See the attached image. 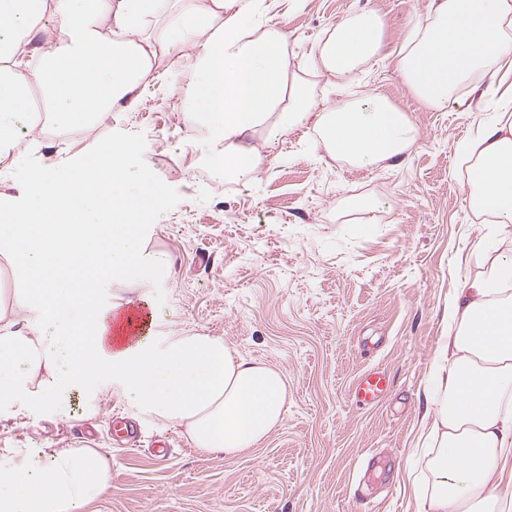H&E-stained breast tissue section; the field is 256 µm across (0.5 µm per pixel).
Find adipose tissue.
<instances>
[{
	"label": "adipose tissue",
	"instance_id": "obj_1",
	"mask_svg": "<svg viewBox=\"0 0 512 512\" xmlns=\"http://www.w3.org/2000/svg\"><path fill=\"white\" fill-rule=\"evenodd\" d=\"M252 2L0 0V161L28 169L25 200L0 202V258L21 282L0 289V423L45 412L91 421L116 385L133 410L228 459L281 426L280 371L219 336L128 335L127 303L101 305L116 278L170 266L148 250L143 224L167 220L156 176L116 143L63 180L52 179L49 155L19 148L37 103L56 128H84L134 105L163 61L189 55L192 76L177 89L192 116L184 143L225 181L250 187L256 140L304 127L356 167L400 161L417 138L407 115L380 96L319 110L289 75L282 24H256ZM383 28L372 11L337 23L313 51V70L341 78L371 62ZM397 64L420 100L447 109L462 87L512 71V0H431ZM463 153L470 209L512 230V85ZM27 310L41 321L24 319ZM444 318L423 389L416 512H512V491L492 482L512 464V254L458 289ZM111 482L104 449L66 444L40 461L14 448L0 467V512H83Z\"/></svg>",
	"mask_w": 512,
	"mask_h": 512
}]
</instances>
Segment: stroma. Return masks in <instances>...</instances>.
<instances>
[{
    "mask_svg": "<svg viewBox=\"0 0 512 512\" xmlns=\"http://www.w3.org/2000/svg\"><path fill=\"white\" fill-rule=\"evenodd\" d=\"M430 0H264L283 23L293 72L320 109L383 96L406 113L418 135L398 166L357 169L328 151L317 131L263 148L251 189L213 183L204 158L182 145L189 127L177 94L191 62L164 63L132 108H116L90 129L39 139L58 161L56 176L111 142L130 147L132 164L161 182L168 220L148 228V249L171 257L168 275L125 278L157 315L156 335L172 328L223 337L247 359L288 380L281 427L226 459L187 443L179 428L134 416L113 390L93 422L63 423L46 413L0 426V467L10 448L45 456L91 435L112 464V487L87 512H414L413 450L420 396L440 336L443 310L466 280L501 251L502 238L477 245L490 225L472 212L462 179L461 142L490 119L497 94L488 84L462 89L445 111L415 98L397 67L415 16ZM372 10L385 21L382 52L343 79L313 71L317 42L345 17ZM390 207L355 210L354 199ZM384 369L391 389L368 410L351 397L364 370ZM133 419L135 440L112 431ZM170 443L157 456L156 441Z\"/></svg>",
    "mask_w": 512,
    "mask_h": 512,
    "instance_id": "1",
    "label": "stroma"
}]
</instances>
